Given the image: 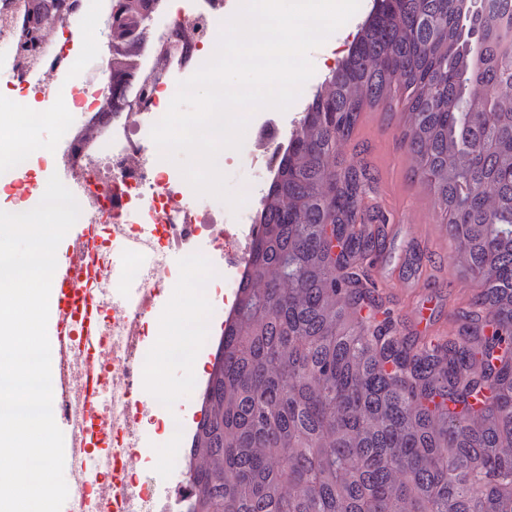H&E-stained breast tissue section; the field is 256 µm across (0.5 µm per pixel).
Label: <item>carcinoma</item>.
Returning <instances> with one entry per match:
<instances>
[{
  "label": "carcinoma",
  "mask_w": 512,
  "mask_h": 512,
  "mask_svg": "<svg viewBox=\"0 0 512 512\" xmlns=\"http://www.w3.org/2000/svg\"><path fill=\"white\" fill-rule=\"evenodd\" d=\"M145 0H118L133 34ZM460 0H385L281 154L189 469L190 512H512V51ZM479 290L439 346L399 333L365 271L383 248L366 167L339 159L392 111Z\"/></svg>",
  "instance_id": "1"
}]
</instances>
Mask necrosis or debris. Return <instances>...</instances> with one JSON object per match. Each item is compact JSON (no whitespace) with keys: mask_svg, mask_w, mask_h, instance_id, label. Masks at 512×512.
Segmentation results:
<instances>
[{"mask_svg":"<svg viewBox=\"0 0 512 512\" xmlns=\"http://www.w3.org/2000/svg\"><path fill=\"white\" fill-rule=\"evenodd\" d=\"M95 13L98 26L112 17V0H0V44L9 46L6 93L0 94V157L13 153L22 137L37 130L44 114H55L59 129L69 133L82 114H111L112 134L91 152L83 168L71 171L79 188L80 221L95 227L89 257L99 266L111 256L124 259L121 272L101 279L97 288L106 301L102 343L85 359L86 369L106 375L103 408L112 431L103 436L112 456V482L103 484L96 463L82 458L70 490L74 512H99L97 493L111 491L112 512H158L147 483L138 481L144 405L133 391L135 370L176 366L180 346L158 349L149 339L150 325L167 324L173 312V290L185 270L173 266L170 251L183 241L210 254L217 271L206 288L208 318L195 332L212 335L221 314H232L248 259L243 245L256 234L254 213L232 219L199 210L192 223L183 212L194 191L180 172L170 168L148 135L167 112L180 76H192L213 54L224 23V0H156L152 17L136 45L138 66L123 97L108 88L112 60L104 58L97 78L82 76V56L73 39L63 36L73 19ZM256 132L269 143L257 156L253 141L224 155L222 168L249 165L255 180L252 198H262L283 152L285 127L271 119ZM234 249H225L226 241Z\"/></svg>","mask_w":512,"mask_h":512,"instance_id":"4bbe7bcc","label":"necrosis or debris"}]
</instances>
